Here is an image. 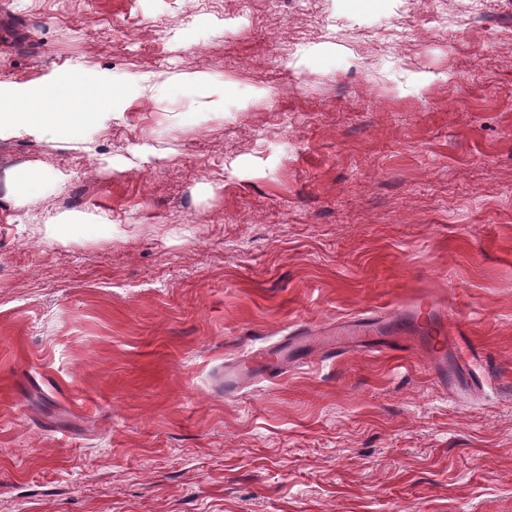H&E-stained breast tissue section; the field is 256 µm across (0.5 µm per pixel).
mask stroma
<instances>
[{"label": "stroma", "instance_id": "35a3bbf8", "mask_svg": "<svg viewBox=\"0 0 512 512\" xmlns=\"http://www.w3.org/2000/svg\"><path fill=\"white\" fill-rule=\"evenodd\" d=\"M77 61L168 91L91 154L0 138V176L71 172L0 196V512H512V0H0V79ZM425 294L467 327L464 405L421 349L219 389ZM196 90L200 106L206 112H220L224 109V88L213 85L205 75L186 78ZM68 178L69 174L63 169L46 173L31 167H17L6 172L4 186L17 206L34 208L59 190ZM376 325V321L368 318H353L337 324L328 332L305 330L299 336H289L272 348L251 352L226 365L224 391L231 393L238 390L242 380L278 377L294 364V357L302 358L300 349L318 351L329 357L378 351L380 345L371 339Z\"/></svg>", "mask_w": 512, "mask_h": 512}]
</instances>
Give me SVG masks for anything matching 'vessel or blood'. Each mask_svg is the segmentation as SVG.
<instances>
[{
	"mask_svg": "<svg viewBox=\"0 0 512 512\" xmlns=\"http://www.w3.org/2000/svg\"><path fill=\"white\" fill-rule=\"evenodd\" d=\"M413 317L418 331L417 336H403L398 340L402 350L413 349L415 344H423L433 359V374L456 400H463L465 387L474 385L472 358L464 353L467 332L463 325L448 320L439 303L434 299L420 298L413 308ZM375 321L368 318H354L337 324L327 332L306 330L291 336L279 344L247 354L224 370V390L231 393L238 390L241 381L260 377L276 378L302 350L321 352L333 357L348 353L362 354L377 350L372 337Z\"/></svg>",
	"mask_w": 512,
	"mask_h": 512,
	"instance_id": "1",
	"label": "vessel or blood"
}]
</instances>
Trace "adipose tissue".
I'll use <instances>...</instances> for the list:
<instances>
[{"instance_id":"ef3b65f1","label":"adipose tissue","mask_w":512,"mask_h":512,"mask_svg":"<svg viewBox=\"0 0 512 512\" xmlns=\"http://www.w3.org/2000/svg\"><path fill=\"white\" fill-rule=\"evenodd\" d=\"M127 104V94L113 86L111 75L80 64L50 71L34 84L0 80V138L69 140L90 153L95 134L121 118ZM68 178L62 169L46 173L18 167L6 172L0 183L16 205L33 208Z\"/></svg>"}]
</instances>
